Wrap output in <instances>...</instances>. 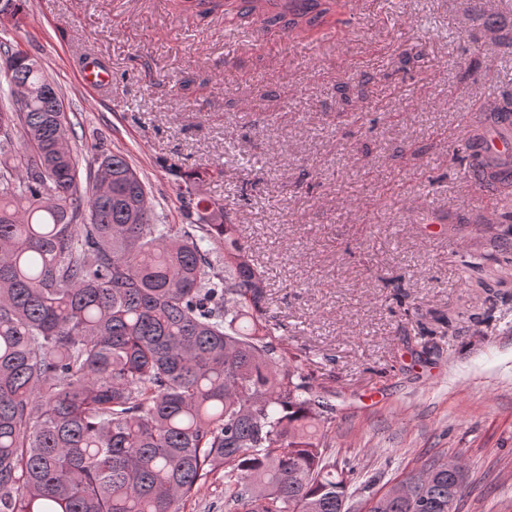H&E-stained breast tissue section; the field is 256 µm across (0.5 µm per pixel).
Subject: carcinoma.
Listing matches in <instances>:
<instances>
[{
	"label": "carcinoma",
	"instance_id": "1",
	"mask_svg": "<svg viewBox=\"0 0 512 512\" xmlns=\"http://www.w3.org/2000/svg\"><path fill=\"white\" fill-rule=\"evenodd\" d=\"M22 2L0 14L18 20ZM6 83L0 512H184L220 468L225 512H348L354 466L327 456L328 391L274 343L263 272L226 206L195 192L223 169L169 164L181 223L158 224L123 155L92 156L80 179L38 62ZM400 484L372 512H444L462 465L433 458Z\"/></svg>",
	"mask_w": 512,
	"mask_h": 512
}]
</instances>
